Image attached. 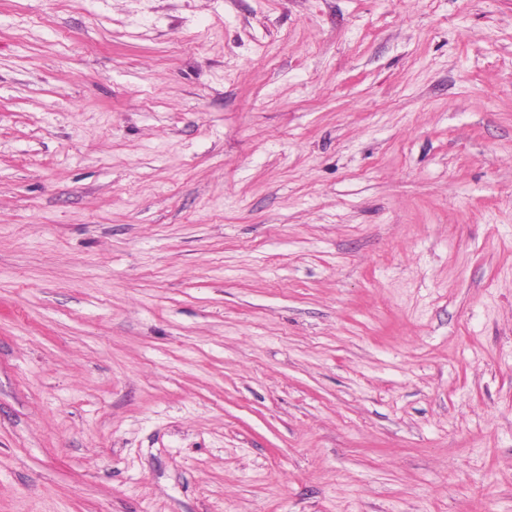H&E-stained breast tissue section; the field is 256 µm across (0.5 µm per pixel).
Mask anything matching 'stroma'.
<instances>
[{
    "mask_svg": "<svg viewBox=\"0 0 512 512\" xmlns=\"http://www.w3.org/2000/svg\"><path fill=\"white\" fill-rule=\"evenodd\" d=\"M0 512H512V0H0Z\"/></svg>",
    "mask_w": 512,
    "mask_h": 512,
    "instance_id": "35a3bbf8",
    "label": "stroma"
}]
</instances>
